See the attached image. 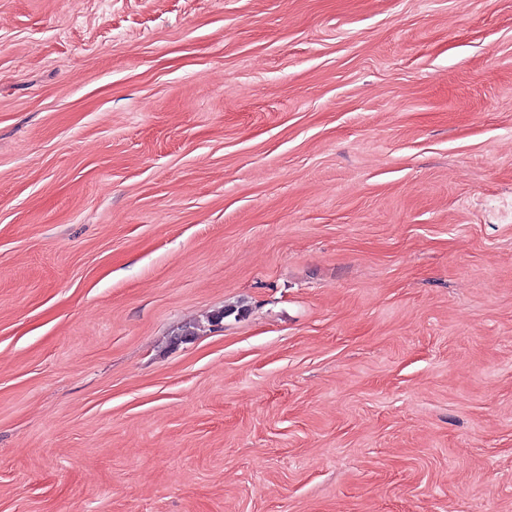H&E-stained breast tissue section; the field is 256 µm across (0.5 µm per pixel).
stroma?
Listing matches in <instances>:
<instances>
[{"label":"stroma","instance_id":"obj_1","mask_svg":"<svg viewBox=\"0 0 512 512\" xmlns=\"http://www.w3.org/2000/svg\"><path fill=\"white\" fill-rule=\"evenodd\" d=\"M0 512H512V0H0Z\"/></svg>","mask_w":512,"mask_h":512}]
</instances>
